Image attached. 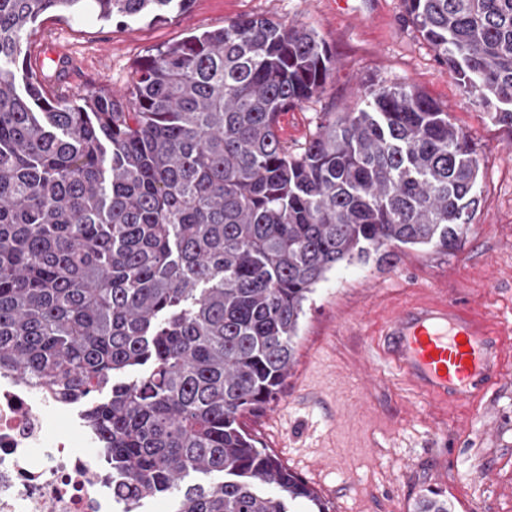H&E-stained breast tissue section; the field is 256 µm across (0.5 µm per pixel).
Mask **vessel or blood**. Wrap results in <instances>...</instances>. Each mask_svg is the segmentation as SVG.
Here are the masks:
<instances>
[{"label":"vessel or blood","instance_id":"b4317fda","mask_svg":"<svg viewBox=\"0 0 512 512\" xmlns=\"http://www.w3.org/2000/svg\"><path fill=\"white\" fill-rule=\"evenodd\" d=\"M511 341L462 298L405 307L382 323L376 349L429 400L461 405L477 403L504 379Z\"/></svg>","mask_w":512,"mask_h":512}]
</instances>
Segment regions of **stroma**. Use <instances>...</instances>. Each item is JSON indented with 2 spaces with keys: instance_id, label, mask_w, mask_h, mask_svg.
<instances>
[{
  "instance_id": "stroma-1",
  "label": "stroma",
  "mask_w": 512,
  "mask_h": 512,
  "mask_svg": "<svg viewBox=\"0 0 512 512\" xmlns=\"http://www.w3.org/2000/svg\"><path fill=\"white\" fill-rule=\"evenodd\" d=\"M267 17L314 29L336 59L321 91L280 117L304 142L321 113L363 108V86L406 85L450 112L480 162L478 211L464 244L393 246L384 262L341 263L317 284L296 362L277 398L245 430L309 482L329 512H413L424 495L450 512H512V380L478 403L439 407L378 358L379 322L419 302L466 296L512 326V134L493 124L407 20L403 0H194L161 21L38 18L33 59L60 55L77 91L128 93L140 62L203 29Z\"/></svg>"
}]
</instances>
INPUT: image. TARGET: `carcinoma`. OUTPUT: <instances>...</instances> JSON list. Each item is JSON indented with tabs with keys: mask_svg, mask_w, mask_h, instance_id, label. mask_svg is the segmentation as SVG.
<instances>
[{
	"mask_svg": "<svg viewBox=\"0 0 512 512\" xmlns=\"http://www.w3.org/2000/svg\"><path fill=\"white\" fill-rule=\"evenodd\" d=\"M191 2L0 0V370L89 401L125 512L157 495L173 512H327L241 417L283 386L305 302L337 265L458 248L480 163L448 110L405 86L365 88L366 108L324 112L289 146L280 114L334 60L315 30L269 18L158 50L119 98L49 95L32 70L44 14L155 20ZM404 3L512 132V0Z\"/></svg>",
	"mask_w": 512,
	"mask_h": 512,
	"instance_id": "obj_1",
	"label": "carcinoma"
}]
</instances>
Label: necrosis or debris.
Returning <instances> with one entry per match:
<instances>
[{
	"label": "necrosis or debris",
	"mask_w": 512,
	"mask_h": 512,
	"mask_svg": "<svg viewBox=\"0 0 512 512\" xmlns=\"http://www.w3.org/2000/svg\"><path fill=\"white\" fill-rule=\"evenodd\" d=\"M123 512L84 413L0 372V512Z\"/></svg>",
	"instance_id": "obj_1"
}]
</instances>
